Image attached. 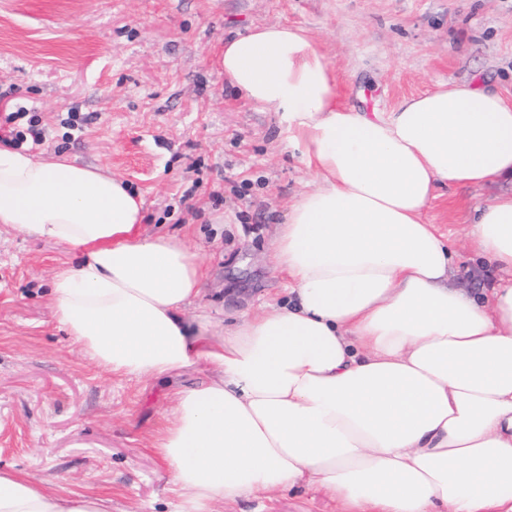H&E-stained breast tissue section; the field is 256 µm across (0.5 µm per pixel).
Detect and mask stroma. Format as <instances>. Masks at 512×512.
<instances>
[{
	"instance_id": "1",
	"label": "stroma",
	"mask_w": 512,
	"mask_h": 512,
	"mask_svg": "<svg viewBox=\"0 0 512 512\" xmlns=\"http://www.w3.org/2000/svg\"><path fill=\"white\" fill-rule=\"evenodd\" d=\"M272 24L318 44L346 105L390 112L463 81L512 101V0H0V113L11 91L51 129L36 156L112 172L143 198V233L185 239L206 272L187 314L218 331L287 300L272 241L315 186L277 113L224 79L225 40ZM73 107L90 121L71 136L59 118ZM510 191L511 177L446 185L425 213L456 253L451 283L472 295L502 273L479 257L470 215ZM72 260L63 245L0 225V469L111 498L112 512H170V471L153 445L195 374L160 383L91 366L53 317V275ZM221 512L337 508L303 484Z\"/></svg>"
}]
</instances>
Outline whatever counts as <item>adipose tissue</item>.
I'll list each match as a JSON object with an SVG mask.
<instances>
[{
    "label": "adipose tissue",
    "instance_id": "obj_1",
    "mask_svg": "<svg viewBox=\"0 0 512 512\" xmlns=\"http://www.w3.org/2000/svg\"><path fill=\"white\" fill-rule=\"evenodd\" d=\"M224 77L277 113L317 186L278 226L286 304L220 333L183 240L139 233L143 201L112 174L0 148V225L73 255L57 323L117 378L202 375L154 444L174 512L315 484L342 512H512V279L484 299L450 286L448 237L424 214L443 184L512 176V102L470 83L389 113L341 104L298 27L225 41ZM479 253L512 272V194L476 207ZM0 512H112L0 472Z\"/></svg>",
    "mask_w": 512,
    "mask_h": 512
}]
</instances>
